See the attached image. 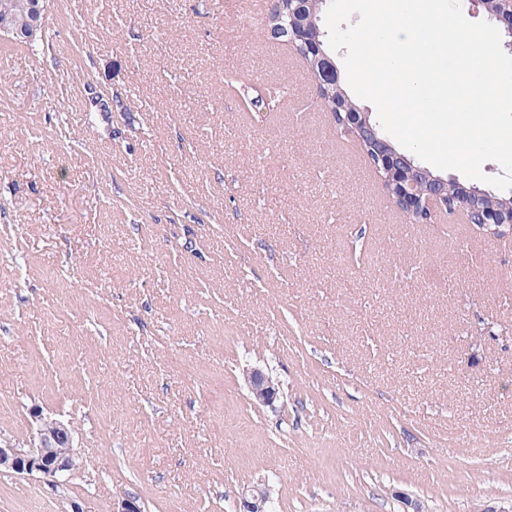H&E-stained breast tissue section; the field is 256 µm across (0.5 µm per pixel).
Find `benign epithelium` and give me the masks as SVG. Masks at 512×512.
<instances>
[{
	"label": "benign epithelium",
	"instance_id": "7a95c632",
	"mask_svg": "<svg viewBox=\"0 0 512 512\" xmlns=\"http://www.w3.org/2000/svg\"><path fill=\"white\" fill-rule=\"evenodd\" d=\"M330 0H277L288 5V24L267 28L269 38L295 50L306 62L315 80L320 99H332L328 112L337 128L351 134L369 165L383 180L387 194L413 224H430L435 216L463 213L466 223L480 233L499 240L512 239V197H501L456 178H445L415 164L410 156L399 152L371 121L370 113L351 99L342 87L338 68L327 48L325 33L319 26L320 13ZM472 10L503 25L512 50V0H469ZM47 0H0V12H28L31 21L0 33L17 42L31 43L43 31ZM252 400L268 405L281 393L279 382L258 369L243 373ZM34 436L26 448L9 442L0 444V472L44 479L61 485L81 468L74 449V429L69 421L30 411ZM270 490L255 484L241 489L238 512H270ZM112 512H142L139 498L126 493L112 501Z\"/></svg>",
	"mask_w": 512,
	"mask_h": 512
}]
</instances>
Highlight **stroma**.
I'll use <instances>...</instances> for the list:
<instances>
[{
	"mask_svg": "<svg viewBox=\"0 0 512 512\" xmlns=\"http://www.w3.org/2000/svg\"><path fill=\"white\" fill-rule=\"evenodd\" d=\"M231 2L49 0L47 48L0 37V438L37 408L83 458L0 473V512H235L261 480L273 512L512 506V243L410 223ZM252 400L268 405L277 400L281 393L280 384L258 369H247L243 373Z\"/></svg>",
	"mask_w": 512,
	"mask_h": 512,
	"instance_id": "obj_1",
	"label": "stroma"
}]
</instances>
